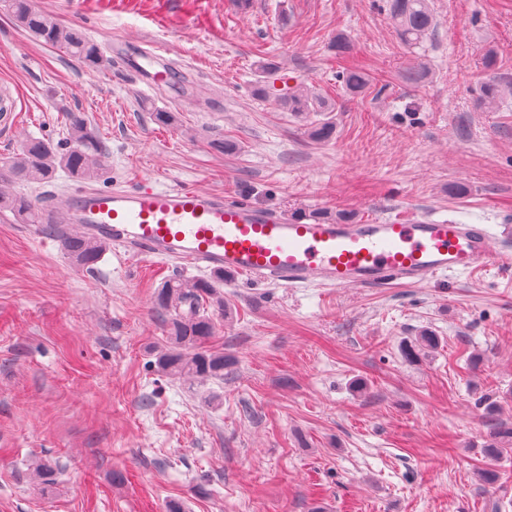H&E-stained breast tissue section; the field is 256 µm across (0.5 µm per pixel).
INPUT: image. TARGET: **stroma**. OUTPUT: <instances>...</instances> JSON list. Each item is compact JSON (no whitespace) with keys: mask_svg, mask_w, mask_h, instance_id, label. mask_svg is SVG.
Segmentation results:
<instances>
[{"mask_svg":"<svg viewBox=\"0 0 512 512\" xmlns=\"http://www.w3.org/2000/svg\"><path fill=\"white\" fill-rule=\"evenodd\" d=\"M32 2L108 63L79 67L0 10L14 108L0 155L62 140L80 112L109 154L100 189L190 186L290 218L424 215L512 240V96L475 101L486 50L512 77V0H431L437 27L413 49L386 0ZM154 45L175 78L150 90L131 65ZM352 66L370 77L358 94L336 79ZM300 83L335 102L331 141L280 106ZM200 274L114 247L82 269L0 212V512H166L172 499L185 512H512V452H485L512 426V270L381 288L225 277L231 315L213 343L234 365L207 383L163 375L153 355L166 340L154 291ZM425 329L437 347L405 360ZM42 462L54 484L34 479Z\"/></svg>","mask_w":512,"mask_h":512,"instance_id":"obj_1","label":"stroma"}]
</instances>
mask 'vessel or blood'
Instances as JSON below:
<instances>
[{
	"label": "vessel or blood",
	"instance_id": "vessel-or-blood-1",
	"mask_svg": "<svg viewBox=\"0 0 512 512\" xmlns=\"http://www.w3.org/2000/svg\"><path fill=\"white\" fill-rule=\"evenodd\" d=\"M140 77L149 88L172 81L166 49L151 53ZM63 220L145 259L222 270L286 289L425 284L445 274L512 268V245L494 244L484 224L418 215L293 220L183 186L82 189L70 196Z\"/></svg>",
	"mask_w": 512,
	"mask_h": 512
}]
</instances>
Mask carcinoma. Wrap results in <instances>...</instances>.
Segmentation results:
<instances>
[{
  "instance_id": "1",
  "label": "carcinoma",
  "mask_w": 512,
  "mask_h": 512,
  "mask_svg": "<svg viewBox=\"0 0 512 512\" xmlns=\"http://www.w3.org/2000/svg\"><path fill=\"white\" fill-rule=\"evenodd\" d=\"M400 40L414 47L435 28V16L429 0H387ZM0 7L7 11L21 28L41 43L64 50L83 67L97 70L108 59L101 47L74 28L62 25L52 17L35 10L30 0H0ZM484 68L490 71L477 90L480 107H496L507 80L497 76L494 56L484 55ZM338 79L354 93L363 91L368 84V74L361 68H346ZM289 112L320 116L311 123L310 136L326 142L336 134V123L321 118L325 112L334 111L332 102L300 85L279 98ZM108 153L86 118L72 112L68 117L67 137L61 145L49 139L31 138L19 150L0 159V211H9L24 224H39L49 234L59 238L70 261L82 268L92 269L108 249L109 243L84 233L69 224L61 223L60 214L66 205L52 200L50 215L32 205L29 199L11 190L15 183L45 184L55 180L58 170L81 182H96L107 169ZM224 271L210 276L190 279L173 277L165 280L155 292V309L165 326L166 344L156 352L155 366L170 377H190L203 383L224 379V370L231 360L224 350L214 349L210 340L215 336L217 317L228 316L224 304ZM439 338L429 331L405 346L404 356L411 360L421 347L432 348ZM512 450V427H499L486 451L490 456H500Z\"/></svg>"
}]
</instances>
